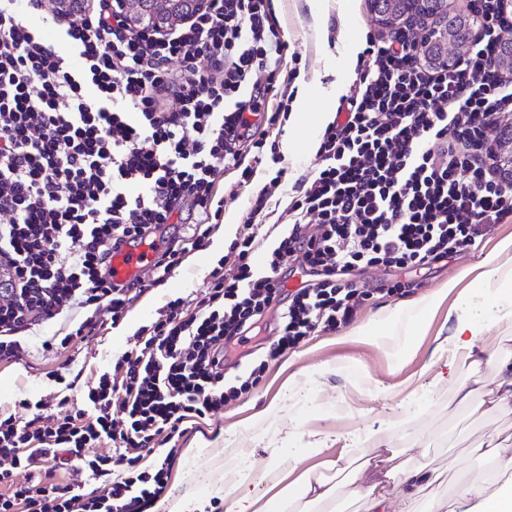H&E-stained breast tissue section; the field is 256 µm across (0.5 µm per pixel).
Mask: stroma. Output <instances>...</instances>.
<instances>
[{"instance_id":"obj_1","label":"stroma","mask_w":512,"mask_h":512,"mask_svg":"<svg viewBox=\"0 0 512 512\" xmlns=\"http://www.w3.org/2000/svg\"><path fill=\"white\" fill-rule=\"evenodd\" d=\"M274 8L288 42L286 68L296 69L289 87L302 96L307 113L337 108L339 89L349 88L355 74L329 68L340 57L339 36L352 31L357 42L367 33L385 37L386 29L372 12L369 0H354V13L345 17L329 8L320 36H313L308 0H274ZM277 136L284 146L286 182L308 175L315 150L287 144L297 134L293 118L283 122ZM512 237V223L495 225L474 249L411 273L374 267L359 275L369 292L354 321L362 323L386 306L426 295L449 277L495 256L499 242ZM205 263L187 258L181 269L135 298L120 325L104 321L93 336L72 343L61 354L32 349L24 361L0 362V410L29 420L25 401H43L53 415L79 408L81 395L101 372L114 370L134 344V335L165 313L168 302L203 296L220 253L206 250ZM406 287L393 291L395 282ZM466 303L448 297L439 307L410 361L395 363L387 351L349 338L348 326L320 330L292 348L293 367L284 358L268 359L265 337L252 339L224 363V384L238 392L209 420L188 424L170 444L155 446L157 456L172 455L170 479L155 512H167L180 499L186 512H226L228 495L240 483L261 492L283 470L303 468L321 458L368 452L369 434L390 428L391 445L399 461L419 458L429 446L446 468L448 487L474 485L492 491L490 461L475 450V442L491 430L512 432V414L473 420L449 417L448 389L465 378L459 354L448 338ZM257 380H250V373ZM246 460L240 473L238 460Z\"/></svg>"}]
</instances>
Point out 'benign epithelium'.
<instances>
[{
  "instance_id": "1",
  "label": "benign epithelium",
  "mask_w": 512,
  "mask_h": 512,
  "mask_svg": "<svg viewBox=\"0 0 512 512\" xmlns=\"http://www.w3.org/2000/svg\"><path fill=\"white\" fill-rule=\"evenodd\" d=\"M375 6L391 3L397 7V20L383 21L391 37H406L416 32V46L431 66L450 70L457 64V50L478 36L482 16L470 9L448 12V0H371ZM129 24L151 32H167L187 24L204 12L209 0H118ZM499 178L512 183V122L498 126L486 144Z\"/></svg>"
}]
</instances>
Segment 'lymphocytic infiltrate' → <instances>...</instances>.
<instances>
[{
  "instance_id": "lymphocytic-infiltrate-1",
  "label": "lymphocytic infiltrate",
  "mask_w": 512,
  "mask_h": 512,
  "mask_svg": "<svg viewBox=\"0 0 512 512\" xmlns=\"http://www.w3.org/2000/svg\"><path fill=\"white\" fill-rule=\"evenodd\" d=\"M115 0L61 20L46 0H0V361L18 362L25 332L74 309L85 319L47 336L59 352L92 335L98 313L119 325L143 284L112 285V254L164 224L188 230L152 270L170 276L206 247L223 211L215 184L234 172L253 194L238 236L194 305L176 299L99 375L87 407L23 421L0 413V512H151L171 457L142 465L156 436L223 407L224 360L257 337L278 305L270 358L315 329L350 322L367 293L351 274L422 269L475 246L512 220V187L484 145L512 112V78L493 63L512 16L484 0L483 37L452 72L426 67L403 41L367 38L356 77L324 129L311 177L270 248L254 229L286 176L278 143L257 137L288 112L280 83L288 47L272 0H211L175 30L132 29ZM56 30L60 42L43 39ZM265 250L263 265L253 256ZM301 284L287 290L293 274ZM108 441L112 454L87 456ZM106 477L85 493L54 482L62 466ZM29 472L17 481L18 472Z\"/></svg>"
}]
</instances>
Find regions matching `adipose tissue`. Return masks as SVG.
<instances>
[{
	"mask_svg": "<svg viewBox=\"0 0 512 512\" xmlns=\"http://www.w3.org/2000/svg\"><path fill=\"white\" fill-rule=\"evenodd\" d=\"M459 284L450 278L440 292L412 298L387 307L373 319L351 330V337L375 346H383L388 337H397V358L409 360L411 344L419 335L423 316L434 310L443 296ZM484 329L481 315L458 319L451 340L460 354V364L467 377L448 392V412H466L481 419L492 414L512 413V336L499 337L495 350L480 354L475 341ZM512 435L493 431L477 445L478 452L495 462L505 482L494 492L469 486L448 495L441 468L428 458L412 466H396L386 472L373 470L372 458L358 461L347 456L328 458L317 466L303 470L288 485L273 482L262 494L241 487L227 512H324L334 505L339 486L349 488L353 512H392L393 499H400L401 512L420 506L421 512H512Z\"/></svg>",
	"mask_w": 512,
	"mask_h": 512,
	"instance_id": "obj_1",
	"label": "adipose tissue"
}]
</instances>
